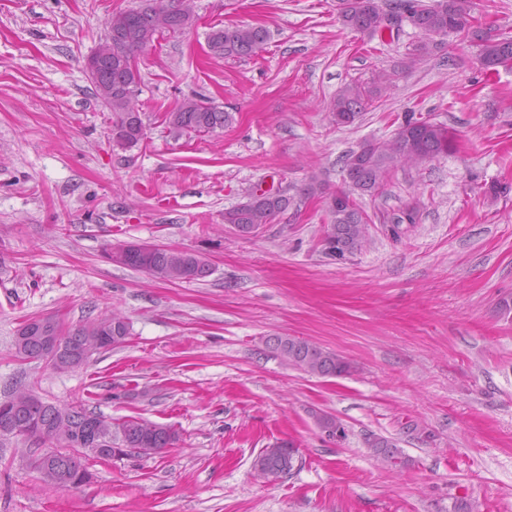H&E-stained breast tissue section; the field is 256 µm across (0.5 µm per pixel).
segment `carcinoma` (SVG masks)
Segmentation results:
<instances>
[{"label": "carcinoma", "mask_w": 512, "mask_h": 512, "mask_svg": "<svg viewBox=\"0 0 512 512\" xmlns=\"http://www.w3.org/2000/svg\"><path fill=\"white\" fill-rule=\"evenodd\" d=\"M394 8L405 16L425 39L414 45L411 62L430 54L437 46L434 36L455 35L475 40L478 47V61L485 69L506 59L512 60V37L484 33L474 27L472 0H434L426 4L423 0H394ZM338 19L347 29L373 35L382 31L385 17L375 0H340ZM195 22V15L186 0H144L136 8L119 10L111 15L107 23L119 38L105 40L97 49L99 57L106 61L99 78L92 80L96 95L113 115L112 134L116 135L114 145L122 149L132 148L144 139L141 113L135 99L141 89L139 68L121 63L122 57H134L163 33H178ZM269 32L262 26L234 25L218 28L208 35L210 50L226 58H251L264 49ZM374 91L358 84H348L341 89L331 104L330 112L336 124H344L348 115L357 116L372 99ZM229 113L204 98H190L172 112L165 113V122L174 130L185 133H209L224 128ZM365 156L362 159L359 182L329 195L332 223L339 225L341 238L359 251L367 236L368 217L361 209L357 197L378 192L392 171L402 163L419 164L432 161L454 149V139L448 129L436 122L419 120V126H412V118L397 127L389 140H367L362 144ZM288 200L269 193L261 198L253 195L247 200L224 211L226 224H268L287 206ZM112 261L150 276L168 281L191 282L207 277L211 268L205 258L196 252L156 247L144 253L136 244H128L113 254ZM55 330L79 345L95 351L107 350L125 342L130 332L126 318L113 311L86 324L64 328L53 320ZM17 356L23 359L43 360L52 369L62 372L64 368L52 363L51 350L43 349L35 341H14ZM288 365L311 375L324 377L331 373L336 377L350 373L351 364L336 352L304 338L279 337L273 347ZM42 412V417L51 421L65 422L71 430L67 438L56 443L63 449L51 453L64 465L71 468V476H79L86 468L89 453L79 447L78 432L85 424L94 423L102 437L112 436V423L93 416V411L82 403L54 405L37 399L31 406L22 401L13 406L14 417L21 423L28 422L29 408ZM159 424L136 417L126 418L117 423V432L125 437L130 448H138V456L150 457L166 448L174 447L179 433L171 426L158 430ZM373 452L393 463L399 460V449L386 438L375 437L368 441ZM276 463L264 453L255 457L252 468L265 478L273 474Z\"/></svg>", "instance_id": "cac0c4a2"}]
</instances>
